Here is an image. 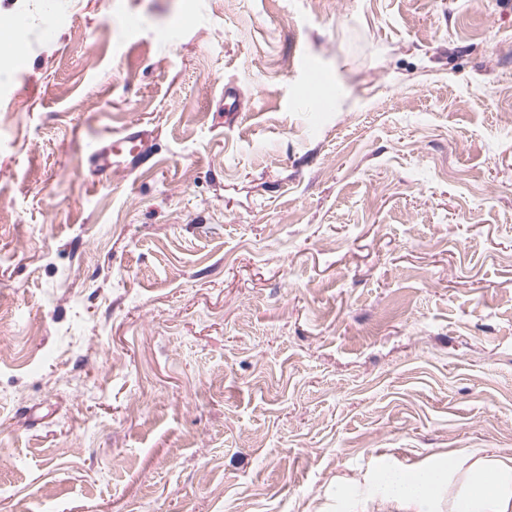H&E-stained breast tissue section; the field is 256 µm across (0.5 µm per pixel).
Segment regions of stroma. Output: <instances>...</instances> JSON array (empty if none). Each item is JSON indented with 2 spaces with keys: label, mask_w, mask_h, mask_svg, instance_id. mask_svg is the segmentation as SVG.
<instances>
[{
  "label": "stroma",
  "mask_w": 512,
  "mask_h": 512,
  "mask_svg": "<svg viewBox=\"0 0 512 512\" xmlns=\"http://www.w3.org/2000/svg\"><path fill=\"white\" fill-rule=\"evenodd\" d=\"M58 2L0 0V512L512 457V0ZM139 140V133L137 131H133L132 127H129L126 129L124 138L113 141L110 151L106 154H104L103 150H92L89 154V162L99 175L110 174L111 172L109 171V167L112 165L110 156L112 154H120L123 152H128L133 155L138 150L137 143Z\"/></svg>",
  "instance_id": "1"
}]
</instances>
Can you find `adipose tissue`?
<instances>
[{
  "label": "adipose tissue",
  "instance_id": "adipose-tissue-1",
  "mask_svg": "<svg viewBox=\"0 0 512 512\" xmlns=\"http://www.w3.org/2000/svg\"><path fill=\"white\" fill-rule=\"evenodd\" d=\"M380 500L404 512H512V458L472 450L449 455L440 467L381 476Z\"/></svg>",
  "mask_w": 512,
  "mask_h": 512
}]
</instances>
